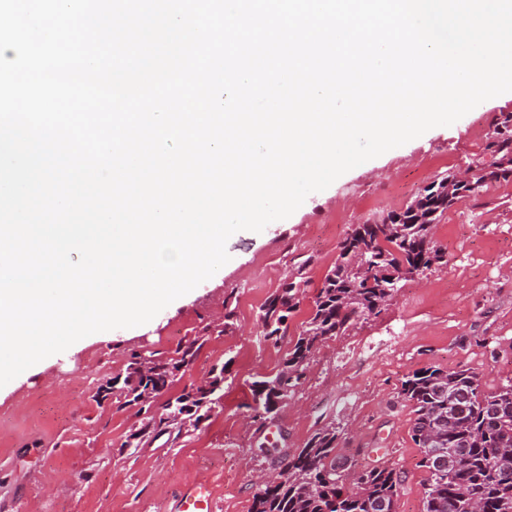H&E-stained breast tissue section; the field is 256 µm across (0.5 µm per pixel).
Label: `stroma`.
Instances as JSON below:
<instances>
[{"instance_id":"35a3bbf8","label":"stroma","mask_w":512,"mask_h":512,"mask_svg":"<svg viewBox=\"0 0 512 512\" xmlns=\"http://www.w3.org/2000/svg\"><path fill=\"white\" fill-rule=\"evenodd\" d=\"M503 112H512L510 93L346 172L289 218L235 233L223 273L149 323L80 341L1 387L0 512H174L184 486L199 480L215 512H251L258 474L331 423L337 462L395 469L398 512H423L428 475L401 383L428 366L479 372L488 392L512 380V182L489 183L448 210L435 229L447 264L406 282L379 316L326 340L300 390L261 429L244 417L251 384L277 370L288 345L263 342L258 311L294 256L313 257L309 276L320 282L352 225L401 208L442 173L490 162L485 146ZM230 293L234 325L211 336L193 371L198 379L229 363L222 403L201 432L127 446L141 415L92 393L124 377L132 354L172 353L216 323Z\"/></svg>"}]
</instances>
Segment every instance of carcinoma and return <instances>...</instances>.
Wrapping results in <instances>:
<instances>
[{
    "instance_id": "obj_1",
    "label": "carcinoma",
    "mask_w": 512,
    "mask_h": 512,
    "mask_svg": "<svg viewBox=\"0 0 512 512\" xmlns=\"http://www.w3.org/2000/svg\"><path fill=\"white\" fill-rule=\"evenodd\" d=\"M486 151L492 162L470 167L468 181L446 173L424 185L405 208L351 227L278 370L252 382L248 419L262 427L275 419L303 384L325 340L380 315L405 282L448 263L446 249L435 240L444 214L489 181H512L511 112L501 116ZM310 264L309 259L299 263L261 307L263 341L277 346L286 335L289 318L310 288ZM209 332L206 327L204 335L179 344L170 357L154 351L132 356L120 392L124 404L146 415L132 438L176 440L200 430L208 412L221 404L227 361L171 393L191 375ZM164 395L162 412L152 413ZM400 397L413 408L412 439L428 474L424 512H512V382L486 393L473 370L430 366L406 377ZM337 439L336 427L325 426L304 447L286 453L279 481L257 486L252 512H397L395 470L341 467Z\"/></svg>"
}]
</instances>
